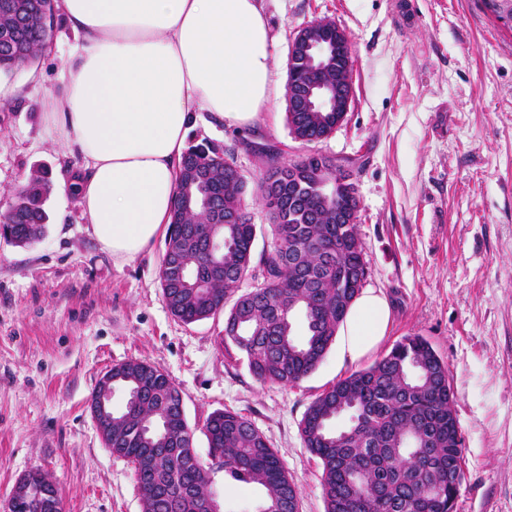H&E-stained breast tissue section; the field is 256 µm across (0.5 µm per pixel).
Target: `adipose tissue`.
<instances>
[{
	"instance_id": "ef3b65f1",
	"label": "adipose tissue",
	"mask_w": 512,
	"mask_h": 512,
	"mask_svg": "<svg viewBox=\"0 0 512 512\" xmlns=\"http://www.w3.org/2000/svg\"><path fill=\"white\" fill-rule=\"evenodd\" d=\"M76 43L48 95L46 135L82 160L79 204L116 259L171 223L193 113L230 128L267 121L281 81L260 0H56ZM389 305L363 292L341 325L339 357L359 361L386 336Z\"/></svg>"
}]
</instances>
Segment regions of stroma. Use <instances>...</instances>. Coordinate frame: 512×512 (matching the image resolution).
<instances>
[{
	"mask_svg": "<svg viewBox=\"0 0 512 512\" xmlns=\"http://www.w3.org/2000/svg\"><path fill=\"white\" fill-rule=\"evenodd\" d=\"M275 64L288 71L295 32L316 19L345 31L353 98L318 143L354 164L365 289L382 292L390 325L354 364L336 348L310 375L258 380L224 340V318L185 324L159 286L164 238L120 262L91 235L69 177L80 159L46 137V93L72 35L56 23L55 56L39 53L0 83V216L29 178L52 190L44 235L21 248L0 239V512L23 476L41 473L63 512H143L133 465L106 447L89 408L112 366L141 359L180 390L193 447L209 462L203 426L216 411L249 419L284 462L299 512H325L322 466L299 422L311 402L408 336L427 339L448 366L464 456L454 512H512V32L480 0H263ZM294 160L287 104L259 132L197 115L193 139L222 144L248 183L264 165L255 137ZM223 512H256L262 491L214 477Z\"/></svg>",
	"mask_w": 512,
	"mask_h": 512,
	"instance_id": "35a3bbf8",
	"label": "stroma"
}]
</instances>
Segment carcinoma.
Wrapping results in <instances>:
<instances>
[{"instance_id":"1","label":"carcinoma","mask_w":512,"mask_h":512,"mask_svg":"<svg viewBox=\"0 0 512 512\" xmlns=\"http://www.w3.org/2000/svg\"><path fill=\"white\" fill-rule=\"evenodd\" d=\"M499 21L512 12V0H482ZM30 24L17 31L22 43L43 44L52 35L55 10L33 12L29 0H13ZM26 55L0 39V73H8ZM331 74L304 62L288 68L295 83L323 82ZM290 131L306 144L320 142L323 124L317 112L287 113ZM319 153L283 161L272 148L256 184L260 201L269 202L272 243L254 260L256 225L245 212V176H233L224 148L204 139L182 159L172 222L159 272L162 296L171 315L186 323L224 313V340L248 360L264 383L293 384L312 373L336 337L349 306L365 280L364 251L358 225L336 222V208L356 199L350 193L322 196L315 175ZM210 195L214 223L205 238L194 222L200 188ZM50 190L34 177L17 192L4 216L0 236L28 246L48 222ZM236 213L233 223L226 213ZM262 274L251 291L236 295L246 276ZM232 306H227V303ZM302 314L306 335L293 334ZM113 387L137 401L112 412L104 426L106 446L129 459L143 494L144 512H221L213 498V474L238 485L265 491L260 512H296L298 497L284 463L265 435L244 416L216 411L206 420L210 464L193 454V431L178 410L181 392L167 386V374L145 360L112 367ZM448 367L430 343L411 336L372 366L336 382L318 396L300 421L309 452L322 465L326 512H448V499L462 480L461 435L457 417L448 414ZM341 416L349 424L336 434ZM11 512H49L44 502L18 496Z\"/></svg>"}]
</instances>
